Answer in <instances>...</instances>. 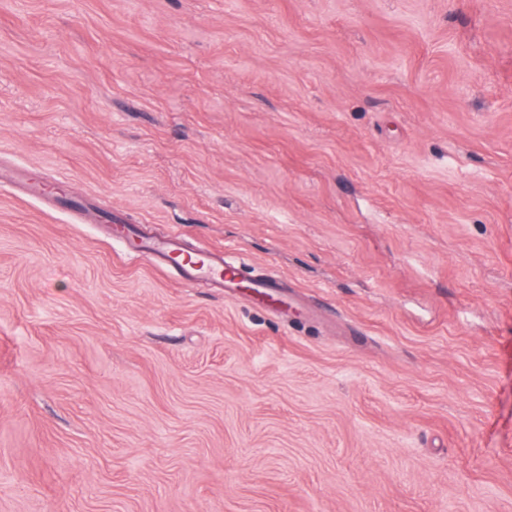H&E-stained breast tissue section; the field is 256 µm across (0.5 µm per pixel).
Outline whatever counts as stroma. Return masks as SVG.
<instances>
[{
    "label": "stroma",
    "instance_id": "obj_1",
    "mask_svg": "<svg viewBox=\"0 0 512 512\" xmlns=\"http://www.w3.org/2000/svg\"><path fill=\"white\" fill-rule=\"evenodd\" d=\"M10 166L0 512H512V0H0ZM107 217L112 221V238L120 241L126 251L159 266L174 267L185 282L211 281L218 288H227L228 292L245 282L240 277L241 267L225 261L223 253L209 250L188 253L181 233L174 232L162 239L147 237L132 231L120 213L113 216L110 213Z\"/></svg>",
    "mask_w": 512,
    "mask_h": 512
}]
</instances>
